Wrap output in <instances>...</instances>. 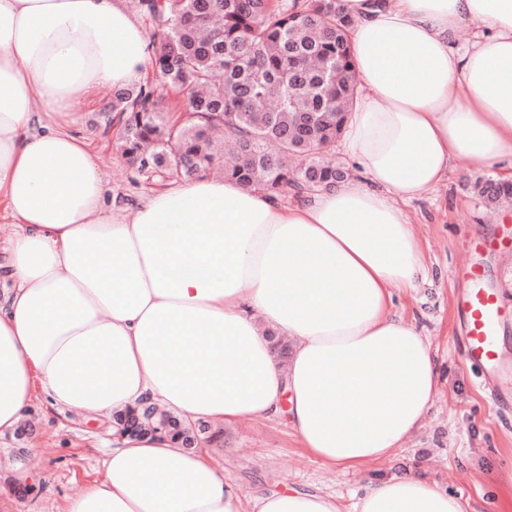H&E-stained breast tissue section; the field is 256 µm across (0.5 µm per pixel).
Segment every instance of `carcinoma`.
<instances>
[{"label": "carcinoma", "instance_id": "cac0c4a2", "mask_svg": "<svg viewBox=\"0 0 512 512\" xmlns=\"http://www.w3.org/2000/svg\"><path fill=\"white\" fill-rule=\"evenodd\" d=\"M156 44L153 67L185 110L165 107L147 81L117 89L100 109L122 156L148 180L194 181L215 167L246 187L302 196L347 179L326 158L355 101L347 41L352 20L338 0H140ZM487 202L507 203L512 183L480 181ZM123 430L158 428L184 440L178 416L144 408Z\"/></svg>", "mask_w": 512, "mask_h": 512}]
</instances>
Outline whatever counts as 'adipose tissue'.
I'll return each mask as SVG.
<instances>
[{
    "label": "adipose tissue",
    "instance_id": "1",
    "mask_svg": "<svg viewBox=\"0 0 512 512\" xmlns=\"http://www.w3.org/2000/svg\"><path fill=\"white\" fill-rule=\"evenodd\" d=\"M360 80L343 132L361 179L295 204L205 178L133 217L71 104L140 83L152 40L125 0H0V436L34 390L108 417L152 404L194 422L285 420L342 471L396 461L439 390L436 353L390 314L427 277L403 208L456 161L512 157V0H340ZM476 32L464 51L456 32ZM290 339L287 361L272 337ZM66 512H343L300 489L244 498L223 467L160 435L119 438ZM352 512H466L416 474Z\"/></svg>",
    "mask_w": 512,
    "mask_h": 512
}]
</instances>
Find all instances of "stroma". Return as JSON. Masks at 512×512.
<instances>
[{
	"label": "stroma",
	"mask_w": 512,
	"mask_h": 512,
	"mask_svg": "<svg viewBox=\"0 0 512 512\" xmlns=\"http://www.w3.org/2000/svg\"><path fill=\"white\" fill-rule=\"evenodd\" d=\"M72 110L112 197L132 205L164 189V182L135 175L118 153L115 136L96 127V111L81 101ZM499 174V169L479 171L469 160H459L443 184L406 206L426 250L429 281L419 288L393 285L391 311L431 340L441 387L423 428L398 462L344 473L299 448L285 421L240 420L225 425L223 447L206 448L205 455L224 466L245 495L274 488L319 489L336 494L348 507L370 483L393 472L414 473L461 497L467 512H496L500 475L512 466V407L496 406L480 372L465 362L456 301L461 270L477 263L486 286L512 310V220H489L474 189L477 178L495 180ZM478 236L504 237L509 244L475 253L469 242ZM26 418L34 426L32 434L0 437V512H63L69 499L100 478L114 440L111 423L76 408H55L42 393L33 397Z\"/></svg>",
	"instance_id": "stroma-1"
}]
</instances>
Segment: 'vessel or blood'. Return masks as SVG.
I'll return each mask as SVG.
<instances>
[{"instance_id": "vessel-or-blood-1", "label": "vessel or blood", "mask_w": 512, "mask_h": 512, "mask_svg": "<svg viewBox=\"0 0 512 512\" xmlns=\"http://www.w3.org/2000/svg\"><path fill=\"white\" fill-rule=\"evenodd\" d=\"M464 325L463 354L483 376L501 374L500 331L506 315L503 301L488 288L479 267H468L457 299Z\"/></svg>"}]
</instances>
